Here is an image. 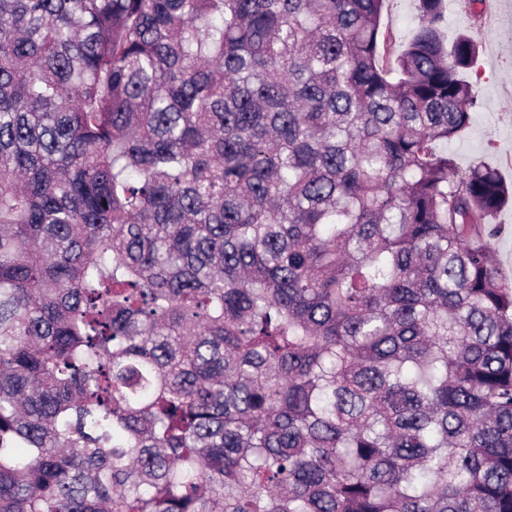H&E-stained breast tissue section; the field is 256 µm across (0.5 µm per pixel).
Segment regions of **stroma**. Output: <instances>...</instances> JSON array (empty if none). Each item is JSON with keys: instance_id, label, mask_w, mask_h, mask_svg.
Instances as JSON below:
<instances>
[{"instance_id": "35a3bbf8", "label": "stroma", "mask_w": 512, "mask_h": 512, "mask_svg": "<svg viewBox=\"0 0 512 512\" xmlns=\"http://www.w3.org/2000/svg\"><path fill=\"white\" fill-rule=\"evenodd\" d=\"M448 32L467 30L479 45L469 79L478 92L474 121L448 151L460 168L478 164L497 168L512 179V0H483L468 18L460 0H447Z\"/></svg>"}]
</instances>
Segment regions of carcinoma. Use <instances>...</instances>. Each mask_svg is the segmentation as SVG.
<instances>
[{
	"mask_svg": "<svg viewBox=\"0 0 512 512\" xmlns=\"http://www.w3.org/2000/svg\"><path fill=\"white\" fill-rule=\"evenodd\" d=\"M0 0V512H512V184L446 0ZM413 0H392L388 6L389 21L397 38L403 39L415 22ZM500 224H505L509 232L493 243V251L499 270L506 276H512V208L506 207L497 216Z\"/></svg>",
	"mask_w": 512,
	"mask_h": 512,
	"instance_id": "cac0c4a2",
	"label": "carcinoma"
}]
</instances>
